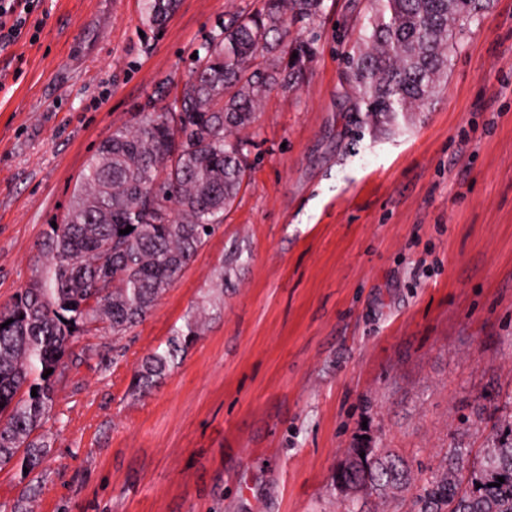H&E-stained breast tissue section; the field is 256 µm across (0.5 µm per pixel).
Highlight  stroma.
<instances>
[{"label":"stroma","instance_id":"35a3bbf8","mask_svg":"<svg viewBox=\"0 0 512 512\" xmlns=\"http://www.w3.org/2000/svg\"><path fill=\"white\" fill-rule=\"evenodd\" d=\"M300 89H272L224 222L125 335H77L28 476L0 512H337L353 435L438 465L512 421V0H489L413 125L374 132L338 74L366 0H328ZM0 48V306L35 278L87 159L180 93L192 55L261 0H32ZM239 257L223 291L215 268ZM209 310L148 396L145 357ZM143 10L148 22L162 25L176 7V0H143Z\"/></svg>","mask_w":512,"mask_h":512}]
</instances>
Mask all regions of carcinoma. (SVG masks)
Returning a JSON list of instances; mask_svg holds the SVG:
<instances>
[{
	"label": "carcinoma",
	"instance_id": "carcinoma-1",
	"mask_svg": "<svg viewBox=\"0 0 512 512\" xmlns=\"http://www.w3.org/2000/svg\"><path fill=\"white\" fill-rule=\"evenodd\" d=\"M486 6L369 0L340 71L351 111L378 132L425 111L448 76L450 49ZM175 7L143 0L152 25ZM324 11L325 0H262L261 9L234 16L197 53L180 96L113 130L89 158L63 223L46 234L36 279L0 308V469L31 472L49 448L41 429L53 417L54 373L76 333L102 322L121 336L142 322L224 222L249 171L241 133L272 86H299L314 57L311 42L287 40L288 25L312 28ZM198 335L196 318L173 329L142 364L136 389L150 392ZM334 481L356 489L341 512H376L371 498L412 488L407 512H512V422L497 428L481 460L454 444L447 463L424 473L357 436Z\"/></svg>",
	"mask_w": 512,
	"mask_h": 512
}]
</instances>
